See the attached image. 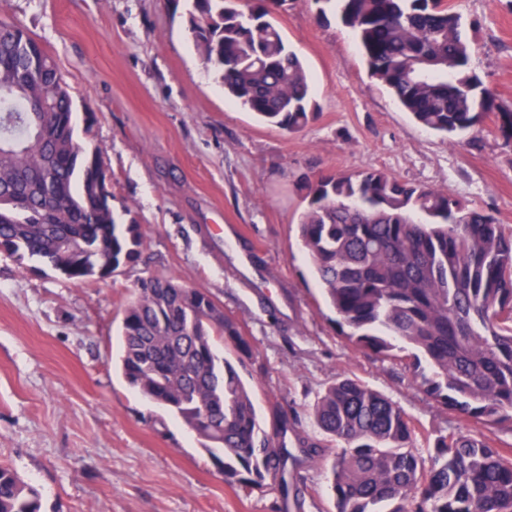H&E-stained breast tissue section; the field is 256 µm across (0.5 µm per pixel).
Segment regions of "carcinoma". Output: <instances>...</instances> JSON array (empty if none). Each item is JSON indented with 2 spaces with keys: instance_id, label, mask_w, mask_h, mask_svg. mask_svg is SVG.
Here are the masks:
<instances>
[{
  "instance_id": "cac0c4a2",
  "label": "carcinoma",
  "mask_w": 512,
  "mask_h": 512,
  "mask_svg": "<svg viewBox=\"0 0 512 512\" xmlns=\"http://www.w3.org/2000/svg\"><path fill=\"white\" fill-rule=\"evenodd\" d=\"M278 0H194L189 31L224 94L269 126L294 132L314 112L299 56L271 20ZM372 78L422 126L459 137L494 116L512 141V110L471 69L462 16L437 0H338ZM71 88L52 56L21 26L0 23V245L20 261L50 262L72 236L112 250L113 270L141 253L140 224L116 215L101 150L87 149ZM304 247L338 324L358 350L389 358L411 349L414 380L464 427L416 448L403 410L342 377L313 407L340 448L331 463L336 512H512V450L493 437L512 423V231L447 192L384 170L305 183ZM87 252L64 276L94 274ZM120 368L147 400L202 440L228 485L263 488L288 466L314 463L316 443L288 448V420L265 426L236 366L250 344L208 294L173 277L141 284L123 311ZM427 368H422V364ZM0 512H41L37 491L0 465Z\"/></svg>"
}]
</instances>
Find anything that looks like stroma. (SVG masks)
<instances>
[{
	"label": "stroma",
	"instance_id": "35a3bbf8",
	"mask_svg": "<svg viewBox=\"0 0 512 512\" xmlns=\"http://www.w3.org/2000/svg\"><path fill=\"white\" fill-rule=\"evenodd\" d=\"M471 68L512 109V0H451ZM191 0H0L53 56L91 145L111 175L112 207L132 210L139 260L75 282L0 253V464L36 487L42 512H336L337 445L312 406L351 375L411 419L431 448L460 422L403 362L355 350L299 236L300 189L320 175L380 169L448 191L512 229V144L485 120L456 144L412 119L371 78L335 0H281L274 21L312 80L316 115L288 133L225 98L189 34ZM158 274L209 294L253 347L239 372L265 419L285 411L288 442L325 455L303 467L300 507L275 489L225 484L200 438L146 400L118 367L122 310Z\"/></svg>",
	"mask_w": 512,
	"mask_h": 512
}]
</instances>
